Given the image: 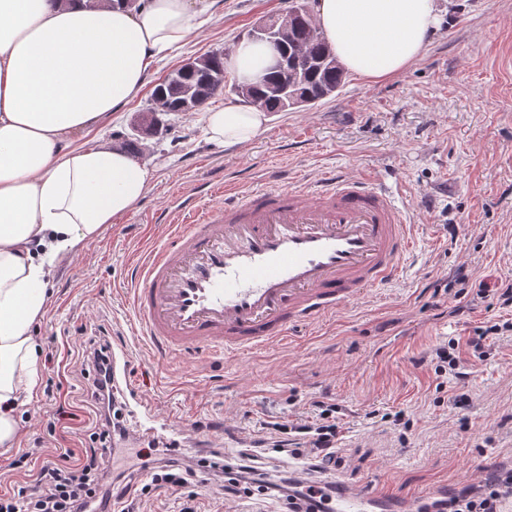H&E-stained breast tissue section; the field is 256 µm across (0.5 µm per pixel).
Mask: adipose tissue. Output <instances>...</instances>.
<instances>
[{
    "instance_id": "obj_1",
    "label": "adipose tissue",
    "mask_w": 512,
    "mask_h": 512,
    "mask_svg": "<svg viewBox=\"0 0 512 512\" xmlns=\"http://www.w3.org/2000/svg\"><path fill=\"white\" fill-rule=\"evenodd\" d=\"M202 0H0V447L20 435L19 404L41 379L31 329L44 315L55 261L77 253L147 194L153 172L125 152L84 139L137 98L149 70L184 43ZM341 65L368 80L419 60L439 17L435 0H314ZM266 46L241 42L225 60L237 80H260ZM259 107L209 109L210 139L260 134Z\"/></svg>"
}]
</instances>
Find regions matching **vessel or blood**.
<instances>
[{
  "instance_id": "vessel-or-blood-1",
  "label": "vessel or blood",
  "mask_w": 512,
  "mask_h": 512,
  "mask_svg": "<svg viewBox=\"0 0 512 512\" xmlns=\"http://www.w3.org/2000/svg\"><path fill=\"white\" fill-rule=\"evenodd\" d=\"M169 242L126 272L140 334L164 352L245 351L283 339L395 279L416 229L388 176L323 172L302 184L224 185V201L182 199ZM288 498L315 512H417L407 498L292 468Z\"/></svg>"
}]
</instances>
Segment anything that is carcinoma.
I'll list each match as a JSON object with an SVG mask.
<instances>
[{
	"label": "carcinoma",
	"instance_id": "carcinoma-1",
	"mask_svg": "<svg viewBox=\"0 0 512 512\" xmlns=\"http://www.w3.org/2000/svg\"><path fill=\"white\" fill-rule=\"evenodd\" d=\"M288 55L309 62L295 77L269 73L250 86L249 94L266 99V110L285 112L290 103L299 98L314 105L324 98V93L337 90L344 79V69L332 55L324 33L316 22L297 18L288 34ZM272 87L288 88V95L273 97ZM157 91L148 115L143 118L145 129L156 125L157 112H191L202 109L211 99L224 93L223 55H204L191 68L180 66L154 87Z\"/></svg>",
	"mask_w": 512,
	"mask_h": 512
}]
</instances>
